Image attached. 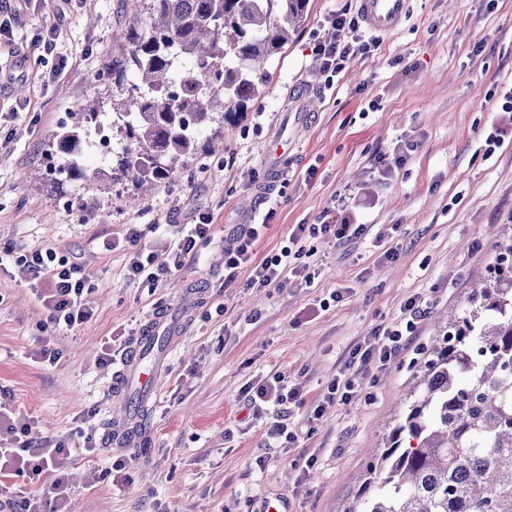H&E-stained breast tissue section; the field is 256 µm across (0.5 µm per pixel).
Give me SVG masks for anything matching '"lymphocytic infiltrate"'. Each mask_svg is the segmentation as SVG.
<instances>
[{
	"label": "lymphocytic infiltrate",
	"mask_w": 512,
	"mask_h": 512,
	"mask_svg": "<svg viewBox=\"0 0 512 512\" xmlns=\"http://www.w3.org/2000/svg\"><path fill=\"white\" fill-rule=\"evenodd\" d=\"M328 24L330 36L315 44L314 51L322 61L325 82L330 85L347 59L370 53L372 45L359 35L358 21L349 10L332 12ZM349 200V195L339 196L337 215H323L316 224L296 225L287 244L259 262L253 259L254 246L260 236L259 225H250L247 230L234 235L224 244L225 284L234 283L237 269L246 263L253 266L250 283L254 286H280L291 276L311 283L314 275L304 261L306 251L303 242L306 238L321 236L342 244L361 237L367 231L366 225L351 223L347 214ZM211 229V220L205 217L199 223L185 225L180 237L164 242L160 248L149 249L141 244V229L132 224L122 239H103L100 247L108 252L125 248L128 256L127 282L151 289L193 262L199 245L210 242ZM14 261L26 266L41 283L36 291L43 311L39 323L41 331L71 330L92 318L93 311L85 300L89 275L83 265L57 256L49 248L15 256ZM423 313L422 305L411 300L404 307L401 323L374 328L367 339L350 351L340 377L315 401H308L303 384L288 380L281 374L247 383L242 394L250 408L259 410L270 406L276 410L266 425L268 439H283L289 447H297L300 439L310 438V425L322 419L329 409L357 400L362 380L385 370L405 349L414 321ZM296 409L304 410L307 429H289L288 421ZM69 457L70 448L66 440L34 437L33 423L29 418L0 405V472L11 471L19 477L26 474L37 476L46 470L56 474L51 486V507H44L38 496L26 497L1 486L0 512H68L71 491Z\"/></svg>",
	"instance_id": "1"
}]
</instances>
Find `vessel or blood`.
Instances as JSON below:
<instances>
[{"mask_svg":"<svg viewBox=\"0 0 512 512\" xmlns=\"http://www.w3.org/2000/svg\"><path fill=\"white\" fill-rule=\"evenodd\" d=\"M358 12L365 27L376 33H388L400 28L410 12V0H358ZM273 158L272 172L283 174L292 168L295 155L281 140L269 146ZM180 341V326L164 314L148 316L134 345L124 356L122 369L116 378L120 392L134 391L149 396L155 387V376L162 367L167 351ZM116 439L133 446L143 444L147 434L137 417L122 421L115 431Z\"/></svg>","mask_w":512,"mask_h":512,"instance_id":"b4317fda","label":"vessel or blood"}]
</instances>
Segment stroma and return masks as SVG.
<instances>
[{
	"instance_id": "obj_1",
	"label": "stroma",
	"mask_w": 512,
	"mask_h": 512,
	"mask_svg": "<svg viewBox=\"0 0 512 512\" xmlns=\"http://www.w3.org/2000/svg\"><path fill=\"white\" fill-rule=\"evenodd\" d=\"M356 6L309 0L305 23L268 66L265 97L227 128L222 152L200 151L175 178L148 188L77 182L62 193L32 174L47 164L61 111L115 92L94 76L123 51L116 34L129 18L122 0H0V252L48 246L82 258L94 311L80 328L46 335L34 281L20 266L0 268V403L33 420L38 436H73L71 512H265L272 502L284 512H349L422 346L497 267L502 248L490 229L512 224V117L502 108L512 85V0H411L404 25L379 35L377 50L349 60L326 85L313 46L327 36L328 14ZM52 26L57 52L44 57L34 38ZM294 85L322 94L300 132L288 120ZM499 128L502 144L488 148ZM277 136L297 160L270 183L266 152ZM409 141L417 148L407 161L379 173L375 156ZM349 186L359 222L389 228L395 261H382L369 235L340 245L311 238L319 268L312 285L253 287L248 264L225 285V240L263 224L254 254L263 259L294 225L317 223ZM207 215L211 243L152 292L125 280L122 251L99 247L100 236L123 237L131 224H159L172 237ZM197 288L202 307L182 320L183 339L155 395L137 403L148 446L113 447L127 402L112 389L113 367L98 362L105 340L157 307L181 319ZM412 297L427 313L411 347L364 381L359 400L330 410L306 449L270 447L264 419L243 405V385L281 373L318 398L350 346L398 321ZM46 343L60 351L58 363L41 362ZM305 450L318 456L306 475ZM119 454L128 460L122 488L108 478L86 485Z\"/></svg>"
}]
</instances>
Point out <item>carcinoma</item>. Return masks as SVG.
<instances>
[{"instance_id": "carcinoma-1", "label": "carcinoma", "mask_w": 512, "mask_h": 512, "mask_svg": "<svg viewBox=\"0 0 512 512\" xmlns=\"http://www.w3.org/2000/svg\"><path fill=\"white\" fill-rule=\"evenodd\" d=\"M308 2L125 0L126 49L102 76L131 88L112 104L121 143L95 175L137 188L171 178L211 126L263 96L265 65L304 24ZM103 114L83 104L53 138L46 175L56 187L92 181L85 142ZM414 379L367 468L361 512H512V262L431 338Z\"/></svg>"}]
</instances>
